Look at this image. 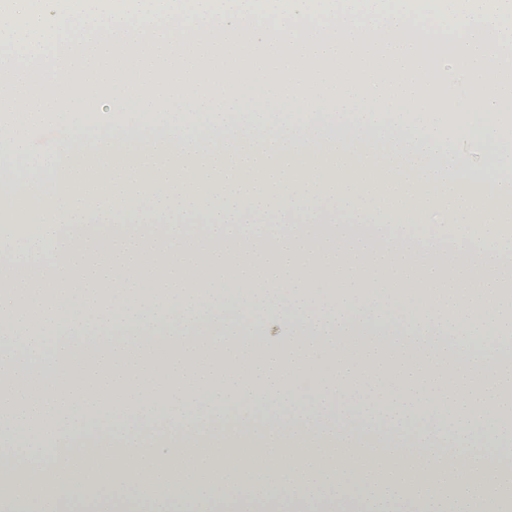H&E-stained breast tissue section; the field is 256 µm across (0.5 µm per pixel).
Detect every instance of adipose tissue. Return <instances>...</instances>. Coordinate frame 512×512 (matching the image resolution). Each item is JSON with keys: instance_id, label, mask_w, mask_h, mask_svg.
<instances>
[{"instance_id": "obj_1", "label": "adipose tissue", "mask_w": 512, "mask_h": 512, "mask_svg": "<svg viewBox=\"0 0 512 512\" xmlns=\"http://www.w3.org/2000/svg\"><path fill=\"white\" fill-rule=\"evenodd\" d=\"M2 15L9 501L84 499L110 465L212 512L286 491L351 512L395 489L421 512H512V7L0 0ZM442 45L455 70L425 88ZM202 65L250 81L218 96L186 83ZM43 125L59 148L20 149ZM258 213L262 261L230 257ZM368 259L385 275L364 285ZM72 267L65 290L45 275Z\"/></svg>"}]
</instances>
